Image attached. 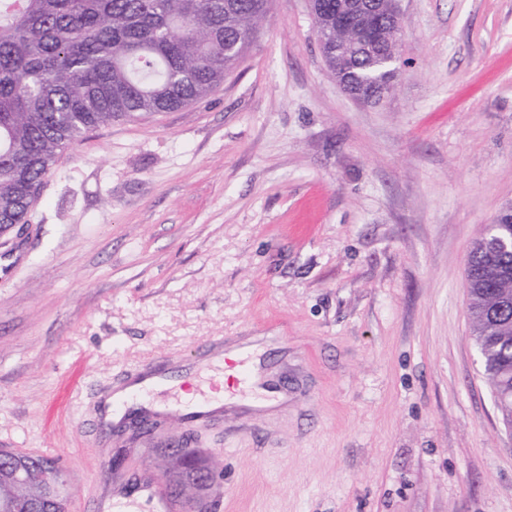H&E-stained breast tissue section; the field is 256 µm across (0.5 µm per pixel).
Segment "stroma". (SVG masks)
Wrapping results in <instances>:
<instances>
[{"label": "stroma", "instance_id": "35a3bbf8", "mask_svg": "<svg viewBox=\"0 0 512 512\" xmlns=\"http://www.w3.org/2000/svg\"><path fill=\"white\" fill-rule=\"evenodd\" d=\"M400 72L356 102L308 0H272L222 85L64 151L0 234V448L57 460L70 512L188 437L223 512H512V430L467 312L465 261L512 206V0H400ZM280 384L268 408L166 411L112 432L116 384L165 361L219 390V350ZM121 469H114L116 449Z\"/></svg>", "mask_w": 512, "mask_h": 512}]
</instances>
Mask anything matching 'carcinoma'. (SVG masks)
Segmentation results:
<instances>
[{
	"instance_id": "carcinoma-1",
	"label": "carcinoma",
	"mask_w": 512,
	"mask_h": 512,
	"mask_svg": "<svg viewBox=\"0 0 512 512\" xmlns=\"http://www.w3.org/2000/svg\"><path fill=\"white\" fill-rule=\"evenodd\" d=\"M271 0H0V232L28 223L40 185L60 153L91 129L170 112L208 97L251 46ZM316 36L327 55L358 42L336 27V0H320ZM380 37L395 46L400 27L385 0H368ZM371 51H349L335 78L373 81ZM501 214L466 261L469 312L484 373L512 427V223ZM168 483L184 497L189 470L214 471L174 449ZM50 459L18 451L0 457V512H42ZM28 474L19 486L14 473Z\"/></svg>"
}]
</instances>
